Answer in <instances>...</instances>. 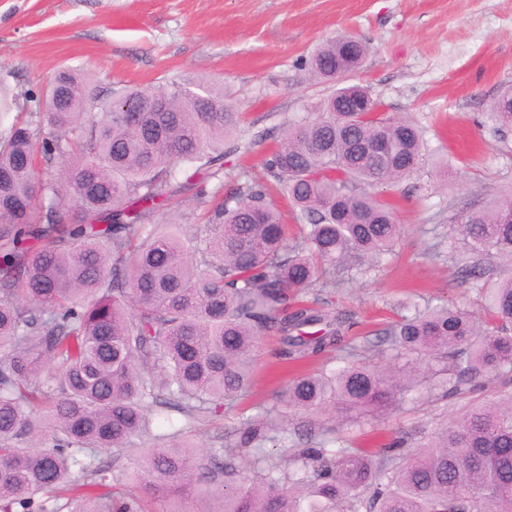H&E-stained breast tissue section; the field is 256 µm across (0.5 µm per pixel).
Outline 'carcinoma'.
Segmentation results:
<instances>
[{
  "mask_svg": "<svg viewBox=\"0 0 512 512\" xmlns=\"http://www.w3.org/2000/svg\"><path fill=\"white\" fill-rule=\"evenodd\" d=\"M350 40L317 48L316 79L360 69L366 46L346 55ZM351 92L368 89L340 87L289 122L267 179L229 200L224 141L240 113L222 82L104 90L64 68L43 93L0 102L38 117L0 137V512H61L66 497L70 512H512V392L467 401L413 451L403 432L374 450L359 442L424 382L446 397L512 383V194L454 228L500 260L494 281L461 269L490 320L415 306L380 332L386 363L372 361L375 343L347 341L351 315L321 292L392 254L400 225L374 189L415 174L428 148L405 118L336 111ZM507 98L511 87L488 117L512 127ZM272 181L296 223H283ZM186 196L206 211L197 234L157 230ZM265 333L284 365L326 352L331 365L283 385L207 459L156 437L138 491L118 490L97 453L130 450L159 404L188 425L233 405ZM283 436L287 472L265 448ZM238 458L252 477L239 479Z\"/></svg>",
  "mask_w": 512,
  "mask_h": 512,
  "instance_id": "cac0c4a2",
  "label": "carcinoma"
}]
</instances>
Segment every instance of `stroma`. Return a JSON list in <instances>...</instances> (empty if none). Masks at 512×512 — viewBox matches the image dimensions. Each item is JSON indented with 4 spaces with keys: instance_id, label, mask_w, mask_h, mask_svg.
Wrapping results in <instances>:
<instances>
[{
    "instance_id": "obj_1",
    "label": "stroma",
    "mask_w": 512,
    "mask_h": 512,
    "mask_svg": "<svg viewBox=\"0 0 512 512\" xmlns=\"http://www.w3.org/2000/svg\"><path fill=\"white\" fill-rule=\"evenodd\" d=\"M349 34L367 47L353 83L382 111L418 125L431 163L382 187L401 226L395 251L364 279L340 282L327 301L351 313L353 335L386 327L400 307L448 303L480 316V296L462 262L496 273L493 257L448 251L455 216L512 188V127L493 123L494 99L512 87V0H0V86L41 92L58 70L90 72L99 85L149 88L186 73L224 82L240 112L227 157L224 194L266 176L263 162L285 123L333 92L306 61L324 41ZM444 162L447 173L434 165ZM278 339L263 336L253 386L238 409L186 426L161 407L152 431L184 430L199 448H220L239 415L273 403L287 379ZM458 400L426 391L366 426L367 441L395 430L429 433L455 417Z\"/></svg>"
}]
</instances>
